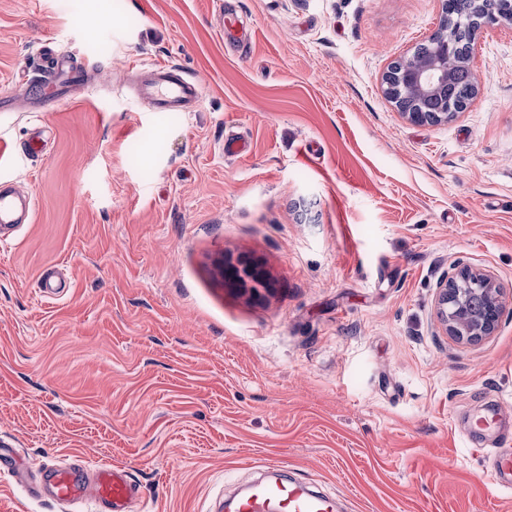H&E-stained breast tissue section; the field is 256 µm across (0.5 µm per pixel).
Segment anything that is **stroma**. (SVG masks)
Here are the masks:
<instances>
[{
    "label": "stroma",
    "mask_w": 512,
    "mask_h": 512,
    "mask_svg": "<svg viewBox=\"0 0 512 512\" xmlns=\"http://www.w3.org/2000/svg\"><path fill=\"white\" fill-rule=\"evenodd\" d=\"M215 8L0 0V184L35 202L0 244V444L126 467L135 512H214L273 466L347 512H512L464 423L512 398V306L475 346L435 309L462 265L512 291V29L476 31L464 110L414 124L382 77L444 0H225L238 50ZM41 38L98 66L57 104L26 94ZM141 61L199 110L153 111ZM241 256L269 291L225 284ZM0 512L58 509L6 474Z\"/></svg>",
    "instance_id": "obj_1"
}]
</instances>
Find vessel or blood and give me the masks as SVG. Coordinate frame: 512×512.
<instances>
[{"label":"vessel or blood","mask_w":512,"mask_h":512,"mask_svg":"<svg viewBox=\"0 0 512 512\" xmlns=\"http://www.w3.org/2000/svg\"><path fill=\"white\" fill-rule=\"evenodd\" d=\"M44 85L53 95H60L65 82L64 53L49 43L40 46ZM140 94L157 112H193L202 98L201 87L176 66L152 65L143 71ZM19 203L9 193H0V230L9 231L18 221ZM19 452L0 448V471L28 481L32 496L47 497L70 508L89 504L90 512H133L139 487L128 469L112 464H93L83 455L70 454L59 463L40 465L34 477L17 470L14 462ZM498 489H512V451L496 450L487 468ZM227 512H336L334 497L314 490L295 478L279 477L254 485L248 492L232 499Z\"/></svg>","instance_id":"1"}]
</instances>
